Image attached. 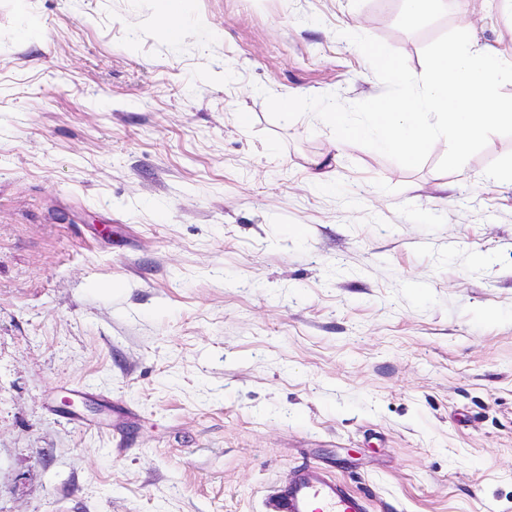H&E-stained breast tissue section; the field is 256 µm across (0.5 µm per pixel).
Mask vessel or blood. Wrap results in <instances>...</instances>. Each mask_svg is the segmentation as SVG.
Wrapping results in <instances>:
<instances>
[{
    "label": "vessel or blood",
    "instance_id": "1",
    "mask_svg": "<svg viewBox=\"0 0 512 512\" xmlns=\"http://www.w3.org/2000/svg\"><path fill=\"white\" fill-rule=\"evenodd\" d=\"M265 512H368V502L323 468L304 466L274 492Z\"/></svg>",
    "mask_w": 512,
    "mask_h": 512
}]
</instances>
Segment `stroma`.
I'll return each mask as SVG.
<instances>
[{
    "label": "stroma",
    "instance_id": "stroma-1",
    "mask_svg": "<svg viewBox=\"0 0 512 512\" xmlns=\"http://www.w3.org/2000/svg\"><path fill=\"white\" fill-rule=\"evenodd\" d=\"M180 7L0 0V512H263L301 464L512 512V137L408 169L265 100L380 95L350 32L512 47V5ZM164 6L157 15L156 25L159 31L170 41H177L183 34V17L179 0H164ZM403 21L406 25H413L433 12L443 0H403Z\"/></svg>",
    "mask_w": 512,
    "mask_h": 512
}]
</instances>
